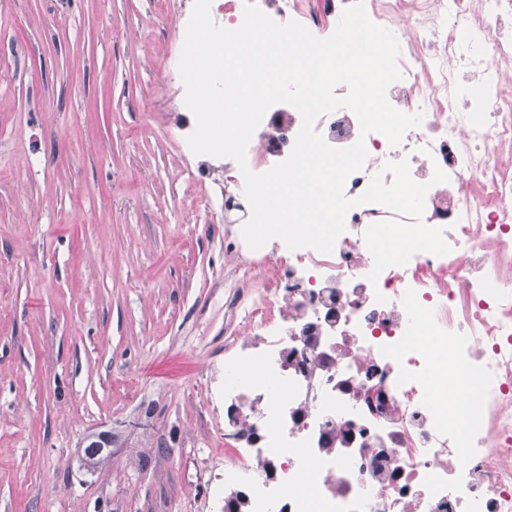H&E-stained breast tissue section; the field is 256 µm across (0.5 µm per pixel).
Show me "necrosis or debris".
<instances>
[{
  "mask_svg": "<svg viewBox=\"0 0 512 512\" xmlns=\"http://www.w3.org/2000/svg\"><path fill=\"white\" fill-rule=\"evenodd\" d=\"M358 1L400 44L390 103L422 123L397 146L347 108L315 129L336 148L365 142L347 198L404 159L430 185L424 211L356 206L329 254L250 249V209L227 214L224 512H512V0L255 3L326 38ZM301 126L270 107L249 170L286 160Z\"/></svg>",
  "mask_w": 512,
  "mask_h": 512,
  "instance_id": "obj_1",
  "label": "necrosis or debris"
}]
</instances>
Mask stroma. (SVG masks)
Instances as JSON below:
<instances>
[{
    "label": "stroma",
    "instance_id": "obj_1",
    "mask_svg": "<svg viewBox=\"0 0 512 512\" xmlns=\"http://www.w3.org/2000/svg\"><path fill=\"white\" fill-rule=\"evenodd\" d=\"M178 3L0 0V512H224L232 257Z\"/></svg>",
    "mask_w": 512,
    "mask_h": 512
}]
</instances>
